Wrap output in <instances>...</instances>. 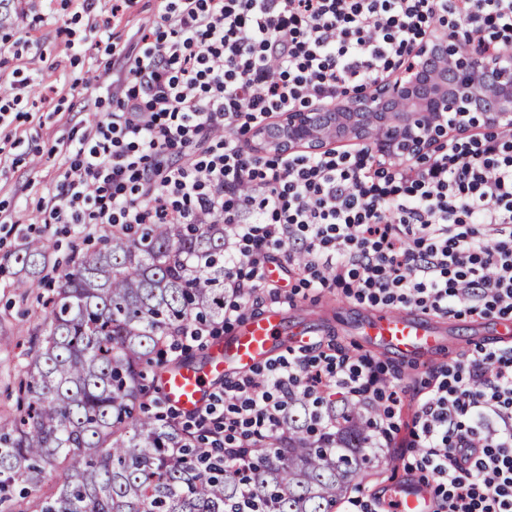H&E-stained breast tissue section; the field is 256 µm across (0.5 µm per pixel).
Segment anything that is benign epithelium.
<instances>
[{
	"label": "benign epithelium",
	"mask_w": 512,
	"mask_h": 512,
	"mask_svg": "<svg viewBox=\"0 0 512 512\" xmlns=\"http://www.w3.org/2000/svg\"><path fill=\"white\" fill-rule=\"evenodd\" d=\"M475 130L512 131V54L473 56L448 35L425 40L373 89L298 108L254 131L252 143L281 154L355 141L385 157L417 160Z\"/></svg>",
	"instance_id": "benign-epithelium-1"
}]
</instances>
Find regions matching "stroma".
Listing matches in <instances>:
<instances>
[{
	"mask_svg": "<svg viewBox=\"0 0 512 512\" xmlns=\"http://www.w3.org/2000/svg\"><path fill=\"white\" fill-rule=\"evenodd\" d=\"M74 0H37L36 13L40 21L21 15H11L0 25V39L30 36L32 45L21 56H0V84H10L18 70L24 69L31 54L41 53V85L26 89L22 112L11 126L13 143L4 171L0 172V208L19 217L18 225L0 228V418L17 415V395L26 373L24 366L29 353L35 352L41 310L36 295L20 297L14 283L23 273L15 262L16 253L33 238L42 236V224L36 212L46 185L59 181L62 173L60 158L55 151L68 136L80 135L83 127L92 125L96 93L74 86L73 81L90 69H104L111 57L104 51H94L99 34L87 19H75ZM71 23L76 37L91 44L89 52L78 56L66 52L65 35L59 29ZM296 315L314 329L316 338L331 340L364 354L352 329L355 323L371 314V307L346 298L342 293L313 295L299 291L293 297ZM497 316H441L437 322L447 333L443 349L425 357L401 360L392 355L374 354L375 362L387 370L401 371L413 378H424L430 368L454 364L476 347L498 348ZM416 443L408 428L394 434L392 447L382 449L383 457L392 459V466H373L363 479L361 497H386L393 479L412 481L405 469L416 458Z\"/></svg>",
	"mask_w": 512,
	"mask_h": 512,
	"instance_id": "1",
	"label": "stroma"
}]
</instances>
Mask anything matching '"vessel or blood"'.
Listing matches in <instances>:
<instances>
[{
    "label": "vessel or blood",
    "mask_w": 512,
    "mask_h": 512,
    "mask_svg": "<svg viewBox=\"0 0 512 512\" xmlns=\"http://www.w3.org/2000/svg\"><path fill=\"white\" fill-rule=\"evenodd\" d=\"M358 332L373 349L402 356L425 354L444 340L435 325L410 310L375 313L360 324ZM311 336L309 327L289 325L283 308H268L236 324L224 340L212 342L203 364L159 373L156 383L161 399L181 413H194L229 379L251 373L275 354L308 344ZM390 492L395 512H434L432 496L423 485L401 482L391 486Z\"/></svg>",
    "instance_id": "b4317fda"
}]
</instances>
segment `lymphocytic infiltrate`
<instances>
[{"mask_svg":"<svg viewBox=\"0 0 512 512\" xmlns=\"http://www.w3.org/2000/svg\"><path fill=\"white\" fill-rule=\"evenodd\" d=\"M438 24L465 46L512 50V0H161L97 86L98 120L60 153L39 207L56 224H220L224 322L298 288L371 306L512 316V134L454 138L418 161L350 152L258 156L246 131L368 89ZM342 391L385 448L409 402L435 512H512V349L481 348L397 387L373 359L315 341L222 392L189 419L227 461L275 432L295 394Z\"/></svg>","mask_w":512,"mask_h":512,"instance_id":"f902f5d3","label":"lymphocytic infiltrate"}]
</instances>
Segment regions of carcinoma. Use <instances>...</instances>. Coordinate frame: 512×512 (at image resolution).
<instances>
[{
  "mask_svg": "<svg viewBox=\"0 0 512 512\" xmlns=\"http://www.w3.org/2000/svg\"><path fill=\"white\" fill-rule=\"evenodd\" d=\"M30 240L15 261L44 263ZM41 303L42 339L19 388L20 415L0 425V512H333L375 456L369 413L328 398L295 401L282 435L244 471L195 456L182 426L149 411L152 377L189 325L224 320V225L144 224L114 231L51 284H16Z\"/></svg>",
  "mask_w": 512,
  "mask_h": 512,
  "instance_id": "carcinoma-1",
  "label": "carcinoma"
}]
</instances>
